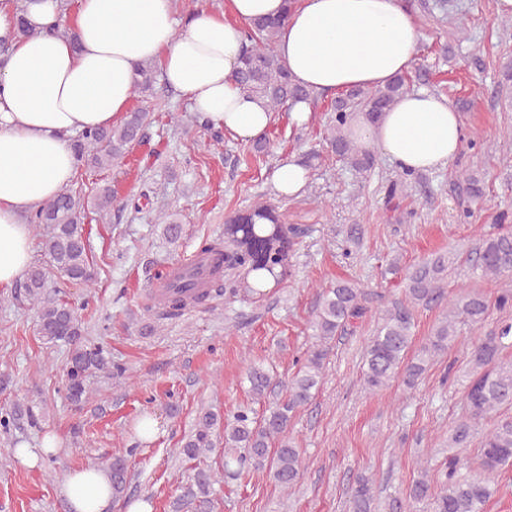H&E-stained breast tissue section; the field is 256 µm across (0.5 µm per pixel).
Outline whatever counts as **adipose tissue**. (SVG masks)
<instances>
[{
    "label": "adipose tissue",
    "mask_w": 512,
    "mask_h": 512,
    "mask_svg": "<svg viewBox=\"0 0 512 512\" xmlns=\"http://www.w3.org/2000/svg\"><path fill=\"white\" fill-rule=\"evenodd\" d=\"M231 19L204 10L178 25L173 0H79L69 40L51 29L59 0H26L37 35L15 34L11 9H0V291L29 268L32 246L24 213L53 202L72 182L75 133L121 122L136 67L158 63L166 83L193 111L244 141L272 120L263 100L234 79L242 31L255 18L283 17L281 65L319 94L378 87L413 66L421 34L400 0H229ZM355 140L378 148L401 169H440L458 156L465 129L449 99L410 93L374 122L352 121ZM68 512H112L106 476L72 471L63 487Z\"/></svg>",
    "instance_id": "adipose-tissue-1"
}]
</instances>
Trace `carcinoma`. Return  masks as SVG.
Returning <instances> with one entry per match:
<instances>
[{"instance_id": "obj_1", "label": "carcinoma", "mask_w": 512, "mask_h": 512, "mask_svg": "<svg viewBox=\"0 0 512 512\" xmlns=\"http://www.w3.org/2000/svg\"><path fill=\"white\" fill-rule=\"evenodd\" d=\"M284 18H259L243 30V46L235 71L238 85L248 94L265 101L272 110L297 101L315 102L316 95L293 82L280 65L276 54L278 30ZM157 70L151 63L139 65L134 74V88L149 93L156 83ZM411 79L401 74L380 87L351 88L330 102L336 113L329 133L332 152L357 172L374 165L371 150L354 142L346 126L357 113L373 120L388 111L410 91ZM153 113L138 109L124 121L105 129L84 130L74 143L78 169L103 171L125 157L135 144L145 141V130L152 124ZM112 206V189L99 190L84 184L66 186L56 200L29 212L30 224H47L50 231L43 242L51 269L35 265L27 272L22 288L24 297L39 307V333L49 343L69 346L66 364L67 398L76 406L90 396L89 376L96 372L123 373L102 349L82 340L81 324L75 310L66 301L45 298L50 272L89 286L94 280V261L85 236L84 220L89 208L102 214ZM301 233L286 224L276 209L258 202L250 210L229 217L224 224V238L205 243L196 253L201 260L210 258L213 267L209 280L194 293L171 289L157 304L166 313L176 315L186 307L209 299L212 293L232 296L243 291L257 299L264 292L249 278L259 272L273 273L284 280L293 257L294 238ZM477 265L486 277L512 276V232L490 234L481 239L476 251ZM448 276V254L436 253L404 275V299L387 307L381 325L367 346L362 371L363 386L376 391L400 378L409 387L415 385L435 358L447 353L457 340V325L481 328L491 307L512 309V291L506 290L491 305L479 292H469L448 301V313L438 320L418 348H413L415 311L445 296L443 282ZM377 294L357 283L342 279L323 288L319 295L313 327L314 343L304 362L285 384L272 381L261 362L248 365L246 379L252 403L262 404L261 418L243 407L224 423V466L216 475L200 469L193 482L186 485L173 502L174 512L189 506L191 512H213V485L224 478L238 476L247 468L266 472L283 490L292 488L303 468L297 444L288 436L293 414L308 405L318 391L331 343L347 327L363 318ZM512 347V322H503L497 330L475 338L466 374L463 414L451 429L448 448L452 452L435 465L424 467L409 484L405 500L395 505L401 512H418L422 505L432 512H485L496 493L495 476L512 466V416L498 420L495 427L478 434V424L491 413L512 408V361L503 352ZM219 416L207 409L199 413L195 431L182 446V454L196 459L214 447L212 430ZM34 425V409L16 408L0 416V428L9 431L22 423ZM477 442L476 466L467 469L455 448ZM108 478L112 498L118 502L127 494L129 472L127 459L117 455L95 465ZM373 484L359 477L351 488L348 512H376Z\"/></svg>"}]
</instances>
